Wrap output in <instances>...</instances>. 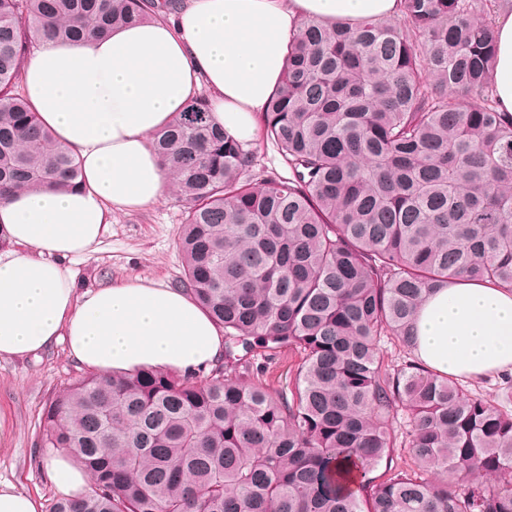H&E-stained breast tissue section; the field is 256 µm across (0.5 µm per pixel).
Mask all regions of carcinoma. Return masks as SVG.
Segmentation results:
<instances>
[{"mask_svg":"<svg viewBox=\"0 0 512 512\" xmlns=\"http://www.w3.org/2000/svg\"><path fill=\"white\" fill-rule=\"evenodd\" d=\"M511 1L304 21L260 114L287 178L254 183L204 97L150 134L184 203L179 287L224 329V359L202 381L88 372L54 393L39 447L71 451L91 488L52 512H512V377L492 404L416 360L383 366L385 342L413 351L425 295L512 292V115L489 91ZM175 6L0 0V199L80 186L18 90L33 35L107 36ZM286 350L300 358L272 390L260 376Z\"/></svg>","mask_w":512,"mask_h":512,"instance_id":"1","label":"carcinoma"}]
</instances>
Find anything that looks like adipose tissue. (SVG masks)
<instances>
[{"label":"adipose tissue","instance_id":"ef3b65f1","mask_svg":"<svg viewBox=\"0 0 512 512\" xmlns=\"http://www.w3.org/2000/svg\"><path fill=\"white\" fill-rule=\"evenodd\" d=\"M399 13L400 0H182L171 14L104 40L39 41L21 71L23 92L75 154L82 185L0 200V359L62 343L75 363L99 373L186 374L215 364L222 330L186 290L136 278L81 292L75 262L115 211L163 198L170 174L148 135L189 109L201 90L209 92L213 121L253 144L304 19L355 23ZM495 37V96L500 111L512 114V13L498 18ZM415 354L429 370L456 378L512 369V292L456 280L426 296ZM47 468L64 495L90 484L68 451Z\"/></svg>","mask_w":512,"mask_h":512}]
</instances>
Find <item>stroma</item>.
<instances>
[{"mask_svg": "<svg viewBox=\"0 0 512 512\" xmlns=\"http://www.w3.org/2000/svg\"><path fill=\"white\" fill-rule=\"evenodd\" d=\"M182 221L183 206L170 193L143 210L115 212L100 242L76 266L78 289L127 278L177 285ZM84 373L60 346L27 359H0V482L39 497L43 512L59 496L44 467L48 453L37 445L43 409L51 394Z\"/></svg>", "mask_w": 512, "mask_h": 512, "instance_id": "obj_1", "label": "stroma"}]
</instances>
